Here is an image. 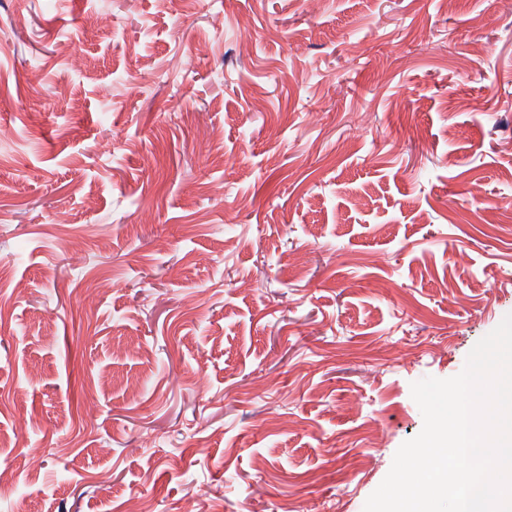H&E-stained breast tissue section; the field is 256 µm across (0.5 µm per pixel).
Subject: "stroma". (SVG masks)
Listing matches in <instances>:
<instances>
[{"mask_svg": "<svg viewBox=\"0 0 512 512\" xmlns=\"http://www.w3.org/2000/svg\"><path fill=\"white\" fill-rule=\"evenodd\" d=\"M511 313L500 0H0V512H363Z\"/></svg>", "mask_w": 512, "mask_h": 512, "instance_id": "35a3bbf8", "label": "stroma"}]
</instances>
